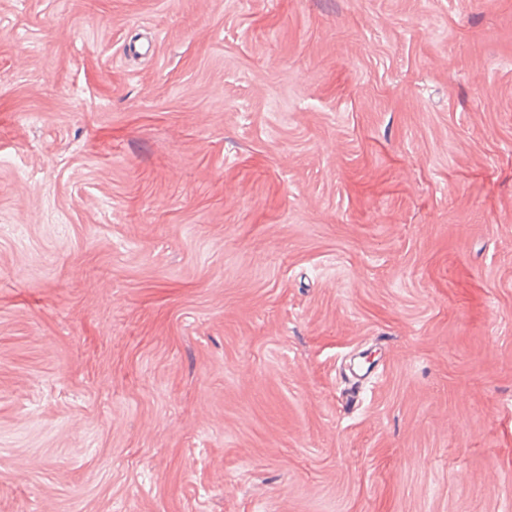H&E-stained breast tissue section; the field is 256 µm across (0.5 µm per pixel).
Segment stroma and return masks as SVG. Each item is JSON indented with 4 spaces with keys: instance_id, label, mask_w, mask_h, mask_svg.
I'll return each instance as SVG.
<instances>
[{
    "instance_id": "obj_1",
    "label": "stroma",
    "mask_w": 512,
    "mask_h": 512,
    "mask_svg": "<svg viewBox=\"0 0 512 512\" xmlns=\"http://www.w3.org/2000/svg\"><path fill=\"white\" fill-rule=\"evenodd\" d=\"M0 512H512V0H0Z\"/></svg>"
}]
</instances>
